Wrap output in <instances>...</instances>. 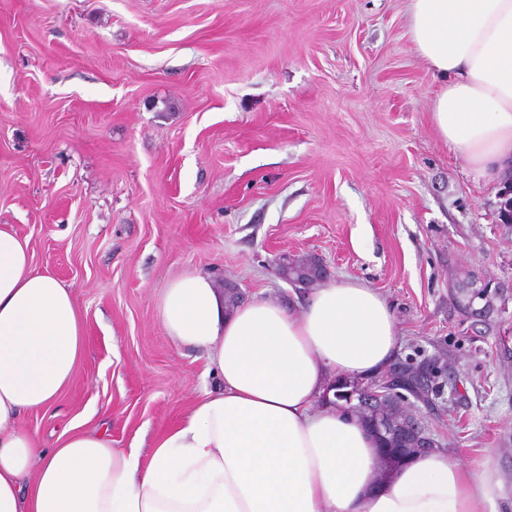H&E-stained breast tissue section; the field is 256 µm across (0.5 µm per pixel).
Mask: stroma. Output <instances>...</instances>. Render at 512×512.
<instances>
[{"label": "stroma", "instance_id": "stroma-1", "mask_svg": "<svg viewBox=\"0 0 512 512\" xmlns=\"http://www.w3.org/2000/svg\"><path fill=\"white\" fill-rule=\"evenodd\" d=\"M409 0H0V225L69 288L71 385L20 428L70 422L150 457L201 389L163 288L187 272L300 308L279 260L392 305L413 413L512 512V224L433 133ZM484 290L472 316L461 286Z\"/></svg>", "mask_w": 512, "mask_h": 512}]
</instances>
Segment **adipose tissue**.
Segmentation results:
<instances>
[{"label":"adipose tissue","mask_w":512,"mask_h":512,"mask_svg":"<svg viewBox=\"0 0 512 512\" xmlns=\"http://www.w3.org/2000/svg\"><path fill=\"white\" fill-rule=\"evenodd\" d=\"M409 38L438 85L434 134L475 181L503 183L512 0H410ZM28 248L0 225V512H497V490L443 448L379 479L374 434L326 400L336 381L380 373L400 344L389 303L358 281L318 288L296 312L272 297L228 307L207 274L173 279L160 321L205 352L220 389L150 459L77 423L40 449L17 421L71 384L85 338L69 289L37 272Z\"/></svg>","instance_id":"obj_1"}]
</instances>
